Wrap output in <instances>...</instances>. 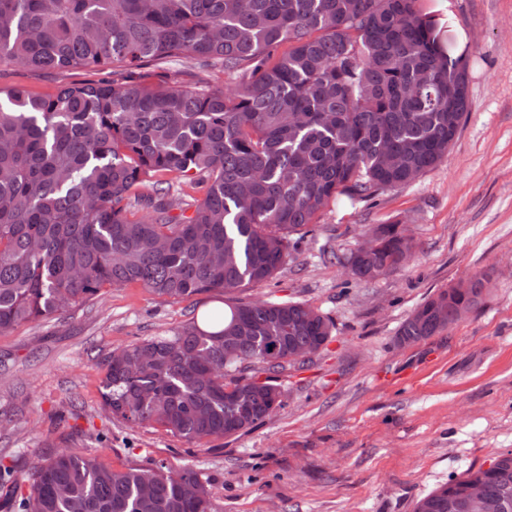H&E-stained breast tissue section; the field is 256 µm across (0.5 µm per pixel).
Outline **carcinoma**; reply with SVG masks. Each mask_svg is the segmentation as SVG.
Segmentation results:
<instances>
[{
  "label": "carcinoma",
  "mask_w": 512,
  "mask_h": 512,
  "mask_svg": "<svg viewBox=\"0 0 512 512\" xmlns=\"http://www.w3.org/2000/svg\"><path fill=\"white\" fill-rule=\"evenodd\" d=\"M438 35L421 0H0V63L114 76L48 97L0 89V334L106 286L137 283L167 302L267 282L330 202L420 178L447 158L468 106V78L453 83ZM178 61L219 63L232 88L144 72ZM186 182L205 193L175 215L172 189ZM136 209L149 217L130 218ZM376 232L375 250L346 257L358 281L413 257L397 225ZM481 279L426 300L397 337L420 342L456 323L460 303L479 308ZM332 329L301 302H237L112 352L103 405L190 445L231 437L282 405L248 370H282L296 347L315 354ZM476 483L478 512H512V451L413 512H448ZM1 491L16 512H213L191 467L115 470L67 450L34 466L24 493L0 462Z\"/></svg>",
  "instance_id": "cac0c4a2"
}]
</instances>
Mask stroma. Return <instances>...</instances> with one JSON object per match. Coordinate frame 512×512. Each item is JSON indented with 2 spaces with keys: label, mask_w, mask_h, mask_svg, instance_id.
<instances>
[{
  "label": "stroma",
  "mask_w": 512,
  "mask_h": 512,
  "mask_svg": "<svg viewBox=\"0 0 512 512\" xmlns=\"http://www.w3.org/2000/svg\"><path fill=\"white\" fill-rule=\"evenodd\" d=\"M452 53H465L468 109L447 158L369 202L339 198L268 282L163 302L137 284L104 288L0 335V461L26 482L63 448L115 469L192 467L214 512H412L449 476L512 450V0H423ZM96 71L1 65L0 88L49 96ZM415 255L364 284L339 259L381 224ZM477 311L430 339L394 337L425 300L479 273ZM303 302L335 327L310 361L275 373L283 404L250 431L192 446L112 417L100 380L113 350L165 336L235 300Z\"/></svg>",
  "instance_id": "obj_1"
}]
</instances>
